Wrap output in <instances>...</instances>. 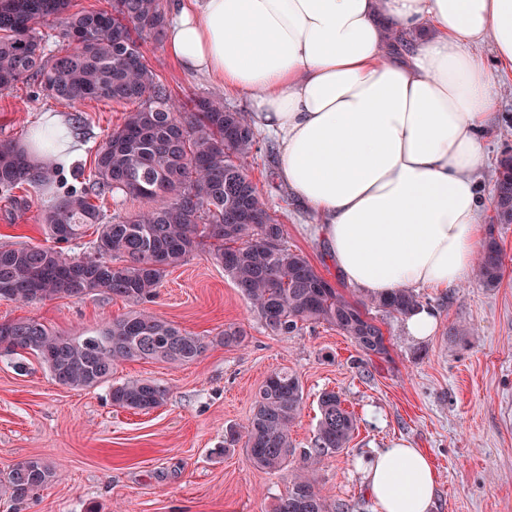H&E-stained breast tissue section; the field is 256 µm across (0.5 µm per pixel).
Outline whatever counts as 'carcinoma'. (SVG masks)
Here are the masks:
<instances>
[{"label":"carcinoma","instance_id":"1","mask_svg":"<svg viewBox=\"0 0 512 512\" xmlns=\"http://www.w3.org/2000/svg\"><path fill=\"white\" fill-rule=\"evenodd\" d=\"M56 20L63 47L46 57V35L36 24ZM167 24L162 0H111L108 10L70 12V0H0V90L28 79L39 81L74 107L87 100L137 102L124 123L95 151L94 172L82 187L61 185L38 220L56 244H69L87 225L97 226L94 254L68 258L55 247L0 248V299L23 304L61 297L108 294L139 305L153 298L166 272L181 264L203 240L272 336L298 332L304 323L327 324L348 336L368 358L388 354L381 328L365 311L371 305L405 317L420 307L411 289L358 305L322 276L308 257L288 248L283 225L270 213L249 178L245 162L257 143L242 112L219 99L175 103L156 82L142 43ZM54 170L36 164L18 143L0 142V193L26 185L39 192ZM493 208L499 224H512V154L498 162ZM122 193L144 205L125 217L103 221L90 202ZM504 269L499 242L483 244L476 276L492 288ZM243 329L224 328L226 347L244 341ZM0 354L35 357L59 386L91 389L109 382L129 361L183 365L208 348L187 332L145 309L116 316L91 336H67L25 318L0 322ZM168 388L131 379L110 390L112 404L148 412L165 403ZM298 377L280 368L267 376L247 423L229 426L224 448L243 444L255 468L278 473L293 453L291 428L301 411ZM320 418L312 448L289 474L287 494L271 512H329L313 472L322 458L345 449L356 428L354 415L334 391L318 399ZM56 478L39 458H26L0 473V493L14 503L31 500Z\"/></svg>","mask_w":512,"mask_h":512}]
</instances>
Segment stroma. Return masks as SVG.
<instances>
[{
    "instance_id": "stroma-1",
    "label": "stroma",
    "mask_w": 512,
    "mask_h": 512,
    "mask_svg": "<svg viewBox=\"0 0 512 512\" xmlns=\"http://www.w3.org/2000/svg\"><path fill=\"white\" fill-rule=\"evenodd\" d=\"M143 54L157 80L176 100L223 99L227 108L250 112L244 93H227L208 79L182 70L164 39H151ZM476 53L492 71L497 103L485 140L483 184L492 189L497 162L512 152V68L495 59L491 41ZM132 104L89 100L80 108L53 98L40 83L24 81L0 90V141H25L45 113L84 124L73 132L82 147L60 173L71 185L87 182L97 145L121 125ZM273 135L258 133L247 170L271 214L284 226L286 245L306 254L347 298L361 290L338 276L314 235L318 218L291 198L268 153ZM50 193L29 187L0 195V246L49 245L38 223ZM483 220L504 255V274L494 288L478 280L446 291L419 289L422 306L439 314L433 336H408L404 319L371 309L388 354L366 359L347 336L326 324L272 336L263 327L207 247L169 269L149 311L210 345L197 361L181 366L128 362L111 383L155 379L169 389L166 402L149 412L113 405L110 385L71 390L55 384L28 358L26 372L0 356V470L38 457L54 466L56 482L25 503L0 498V512H270L288 489L287 472L251 466L242 448L224 451L226 427L246 424L255 396L271 371L288 368L303 389L292 427L296 450L311 448L320 417L318 397L335 391L356 417L348 447L324 458L314 478L329 508L374 512L360 463L376 449L405 440L430 456L438 488L430 512H512V224ZM132 305L108 295L58 298L21 305L0 300V321L34 318L69 336L98 332L105 321ZM240 326L244 342L228 348L215 338Z\"/></svg>"
}]
</instances>
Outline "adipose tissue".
I'll return each instance as SVG.
<instances>
[{"instance_id": "obj_1", "label": "adipose tissue", "mask_w": 512, "mask_h": 512, "mask_svg": "<svg viewBox=\"0 0 512 512\" xmlns=\"http://www.w3.org/2000/svg\"><path fill=\"white\" fill-rule=\"evenodd\" d=\"M424 23L434 37L384 50ZM487 39L512 67V0H186L165 43L184 69L249 95L339 274L383 298L476 272L497 102L474 52ZM364 472L375 512H429L437 479L421 449L391 442Z\"/></svg>"}]
</instances>
